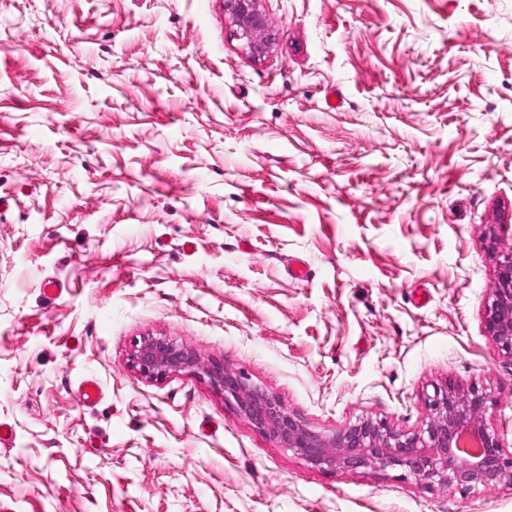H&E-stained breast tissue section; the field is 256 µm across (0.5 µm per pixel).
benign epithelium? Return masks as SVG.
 I'll list each match as a JSON object with an SVG mask.
<instances>
[{
  "label": "benign epithelium",
  "mask_w": 512,
  "mask_h": 512,
  "mask_svg": "<svg viewBox=\"0 0 512 512\" xmlns=\"http://www.w3.org/2000/svg\"><path fill=\"white\" fill-rule=\"evenodd\" d=\"M235 36L256 55L264 53L268 24L257 0H224ZM485 332L512 357V249L500 255L486 307ZM132 366L154 380L189 373L206 379L224 400L282 448L321 468L339 471L400 468L430 488L464 492L512 486V451L490 430L487 414L496 404L487 389L447 382L427 396V413L410 431L382 419L361 417L330 434L311 429L275 395L249 383L245 374L204 361L195 351L164 336H144L131 352Z\"/></svg>",
  "instance_id": "benign-epithelium-1"
}]
</instances>
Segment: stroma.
<instances>
[{"label": "stroma", "instance_id": "35a3bbf8", "mask_svg": "<svg viewBox=\"0 0 512 512\" xmlns=\"http://www.w3.org/2000/svg\"><path fill=\"white\" fill-rule=\"evenodd\" d=\"M258 5L259 58L224 0H0V512H512L314 467L132 367L175 339L325 434L477 385L512 448V0ZM484 328L497 350L512 358V249L500 255Z\"/></svg>", "mask_w": 512, "mask_h": 512}]
</instances>
